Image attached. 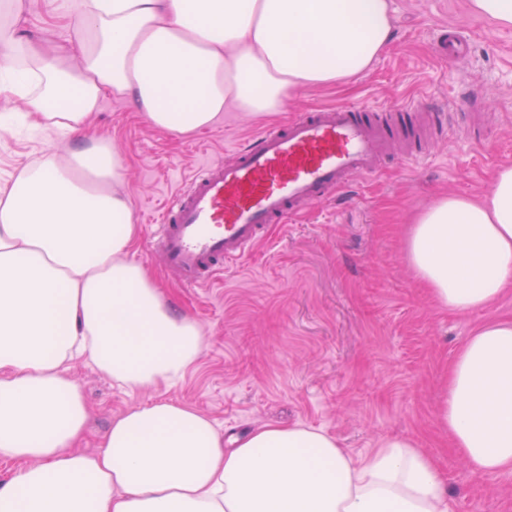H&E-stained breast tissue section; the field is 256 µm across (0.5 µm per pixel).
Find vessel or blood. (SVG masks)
<instances>
[{"label": "vessel or blood", "mask_w": 512, "mask_h": 512, "mask_svg": "<svg viewBox=\"0 0 512 512\" xmlns=\"http://www.w3.org/2000/svg\"><path fill=\"white\" fill-rule=\"evenodd\" d=\"M434 50L456 61L468 55L453 27L437 37ZM458 108L467 118L466 137L481 143L488 121L481 103L465 95ZM449 118L446 106L428 100L380 110L338 105L265 129L232 160L208 162L188 179L155 225L154 243L183 284L207 286L218 271L247 256L268 225L286 223L353 178L379 173L397 142L408 143L406 160H416L423 127L445 134Z\"/></svg>", "instance_id": "obj_1"}]
</instances>
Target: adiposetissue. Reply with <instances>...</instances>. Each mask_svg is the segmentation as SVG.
<instances>
[{
  "label": "adipose tissue",
  "instance_id": "obj_1",
  "mask_svg": "<svg viewBox=\"0 0 512 512\" xmlns=\"http://www.w3.org/2000/svg\"><path fill=\"white\" fill-rule=\"evenodd\" d=\"M75 44L37 43L0 20V90L21 104L0 128L82 136L105 93L188 135L225 110L280 111L307 88L349 81L388 46L389 0H80ZM121 165L92 141L0 188V512H450L448 477L409 438L359 452L313 427L224 437L163 398L113 418L94 454L75 362L129 392L170 389L199 358L201 327L177 315L144 266ZM444 308L494 304L512 286V166L490 193L436 199L405 240ZM439 422L468 469H512V321L477 328L448 367Z\"/></svg>",
  "mask_w": 512,
  "mask_h": 512
}]
</instances>
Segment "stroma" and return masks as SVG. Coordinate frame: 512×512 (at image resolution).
<instances>
[{"instance_id":"1","label":"stroma","mask_w":512,"mask_h":512,"mask_svg":"<svg viewBox=\"0 0 512 512\" xmlns=\"http://www.w3.org/2000/svg\"><path fill=\"white\" fill-rule=\"evenodd\" d=\"M20 2L18 25L31 38L74 40L63 0ZM390 5V44L366 72L308 88L271 116L231 109L212 127L180 136L152 126L128 98L104 97L84 137L108 139L122 165L118 188L138 226L131 256L174 310L200 325L204 345L183 381L167 391L129 393L76 365L72 375L90 416L78 450H96L114 417L163 397L198 409L227 436L264 424L303 425L354 451L384 437H410L447 472L451 512H512V470L470 472L437 416L449 362L479 324L512 320V289L482 311L441 308L417 281L403 246L415 215L436 197H482L495 170L512 164V27L474 13L470 0ZM448 25L470 43L463 62L442 61L434 51ZM466 92L494 117L482 144L449 126L415 162L394 155L377 176L353 180L339 197L271 225L209 286H182L151 254V226L184 179L209 161L230 160L233 147L261 130L321 106L430 99L453 107ZM71 145L52 132L0 129V187Z\"/></svg>"}]
</instances>
